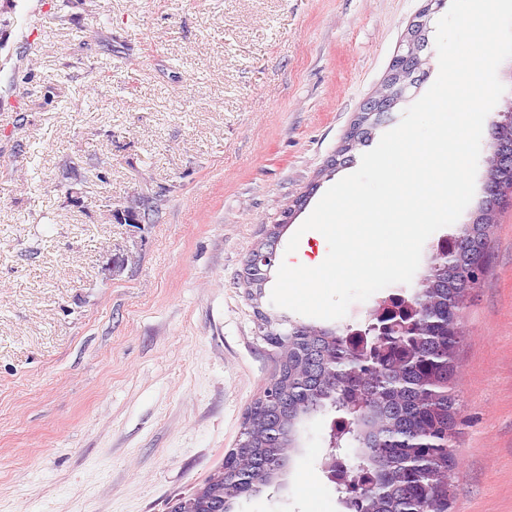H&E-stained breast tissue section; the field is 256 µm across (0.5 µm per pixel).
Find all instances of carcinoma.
I'll use <instances>...</instances> for the list:
<instances>
[{"instance_id": "carcinoma-1", "label": "carcinoma", "mask_w": 512, "mask_h": 512, "mask_svg": "<svg viewBox=\"0 0 512 512\" xmlns=\"http://www.w3.org/2000/svg\"><path fill=\"white\" fill-rule=\"evenodd\" d=\"M378 123L369 119L346 136L334 165L353 162ZM482 196L469 222L442 240L428 273L409 296L376 304L359 329L294 322L266 315L259 336L274 355L267 385L275 392L254 401L236 448L206 480L204 512L230 509L289 465L299 425L326 408L338 414L330 433L331 468L348 512H449L454 463L451 442L460 404L456 354L471 275L486 273L487 247L499 210L512 198V103L492 121ZM276 253L269 252L258 283L247 284L261 306Z\"/></svg>"}]
</instances>
